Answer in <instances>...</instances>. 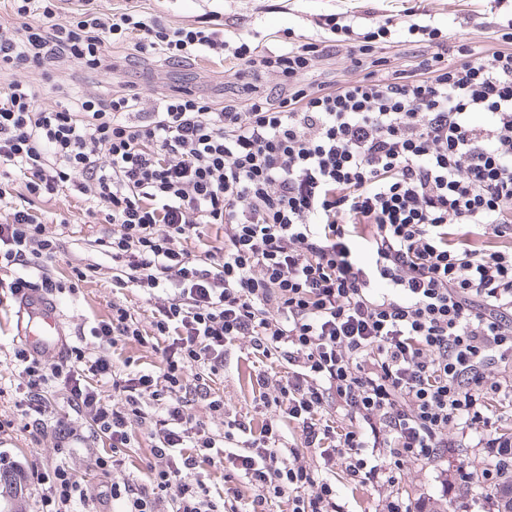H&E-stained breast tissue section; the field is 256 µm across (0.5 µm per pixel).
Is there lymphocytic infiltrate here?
Returning <instances> with one entry per match:
<instances>
[{
  "label": "lymphocytic infiltrate",
  "instance_id": "f902f5d3",
  "mask_svg": "<svg viewBox=\"0 0 512 512\" xmlns=\"http://www.w3.org/2000/svg\"><path fill=\"white\" fill-rule=\"evenodd\" d=\"M55 2L10 0L16 21L0 23V75L10 77L0 84V195L16 176L31 201L87 202L112 227L97 243L113 290L134 289L152 307L144 326L113 300L59 360L13 345L24 430L58 450L32 470L36 512H84L78 450L95 441L91 467L110 479L99 501L123 512H268L281 498L290 512H336L335 484L302 448L354 483L391 485L462 437L495 465H458V480L498 490L512 472V429L493 411L512 403V31L491 50L409 23L420 59L378 77L384 57L367 41L345 45V25L265 51L133 11L85 8L60 23ZM127 41L168 62L234 60L248 95L224 104L175 87L151 106L123 89L74 91L39 105L30 74L52 82L61 60L111 70L110 47ZM341 51L362 75L331 87L317 63ZM260 76L277 77L278 99L252 94ZM31 201L0 222V265L39 280L22 273L8 288L76 293L97 267L53 281L60 240ZM212 226L216 245L204 240ZM152 339L158 369L115 371L111 348ZM239 339L292 372L259 379L274 419L258 429L230 419L219 434L195 408L223 415L212 382ZM331 404L350 428H335ZM287 421L301 446L281 445ZM140 427L151 443L142 483L114 474ZM371 448L387 459L371 463ZM213 468L225 469V488H212Z\"/></svg>",
  "mask_w": 512,
  "mask_h": 512
}]
</instances>
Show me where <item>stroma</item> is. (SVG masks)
I'll list each match as a JSON object with an SVG mask.
<instances>
[{
	"label": "stroma",
	"instance_id": "35a3bbf8",
	"mask_svg": "<svg viewBox=\"0 0 512 512\" xmlns=\"http://www.w3.org/2000/svg\"><path fill=\"white\" fill-rule=\"evenodd\" d=\"M94 7L107 14L137 10L173 26H221L224 38L235 42L246 40L260 44L262 49L278 50L293 40L312 36L326 18L351 22L354 33L377 31L384 20L400 23L408 15H428L442 29L455 37L485 41L498 25L512 20V0H94ZM113 70L90 72L68 62H58L54 75L59 91L41 92L39 102L52 106L61 101L62 90L76 89L106 93L121 88L140 92L148 103H155L169 87H184L210 99L231 100L235 97L234 78L222 65L200 56L178 65L137 53L132 42L114 45L111 49ZM44 212L52 231L59 233L61 246L48 266L54 278L65 279L73 266L102 259L97 238L106 236L110 225L97 223L89 216L84 202L73 197H59L36 202ZM112 302V271L102 267L91 282L81 284L78 293L61 299L71 336H78L80 325L88 318H104ZM15 301L0 297V420H9V427L0 429L7 446L0 458L20 463L24 498H33L36 481L29 471L34 463L55 459L52 439L30 442L22 427L26 422L15 407L20 394L17 389L18 370L13 364ZM244 341L229 346L224 357V373L213 384L224 397V409L252 419L261 427L271 416L258 400L256 374L265 371L287 376L285 363L271 358L252 365L246 358ZM481 470L494 463L481 448H454L429 464L405 466L393 487L350 483L344 474L336 476V512H383L388 494L395 493L410 504L413 512H488L487 495L480 485L461 486L455 481L458 464Z\"/></svg>",
	"mask_w": 512,
	"mask_h": 512
}]
</instances>
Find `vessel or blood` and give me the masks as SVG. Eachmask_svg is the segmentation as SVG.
Here are the masks:
<instances>
[{"label":"vessel or blood","mask_w":512,"mask_h":512,"mask_svg":"<svg viewBox=\"0 0 512 512\" xmlns=\"http://www.w3.org/2000/svg\"><path fill=\"white\" fill-rule=\"evenodd\" d=\"M16 334L34 354L63 358L67 352L66 325L57 301L41 291L24 290L15 311Z\"/></svg>","instance_id":"obj_1"}]
</instances>
